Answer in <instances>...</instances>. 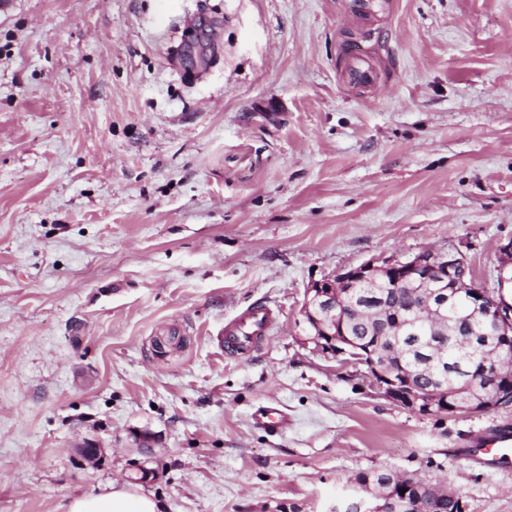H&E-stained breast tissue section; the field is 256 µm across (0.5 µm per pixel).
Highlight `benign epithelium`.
Segmentation results:
<instances>
[{
	"label": "benign epithelium",
	"instance_id": "7a95c632",
	"mask_svg": "<svg viewBox=\"0 0 512 512\" xmlns=\"http://www.w3.org/2000/svg\"><path fill=\"white\" fill-rule=\"evenodd\" d=\"M467 267L459 253L423 250L412 259L368 260L332 276L312 282L305 290L300 309L305 326L304 342L316 351L344 363L362 365L376 394L393 404L422 415H469L489 412L512 404V368L498 361L500 351L512 345V305H490L488 295L512 290V241L500 249L493 287L470 283L459 277ZM385 283L386 287L410 292L423 291L421 312L432 321H442L448 308L463 300L472 317L490 324L485 336H470L469 347L485 355L480 373L448 390L439 385L421 387L413 373L402 367L387 368L377 363L368 347H361L345 332V310L354 307V288L365 282ZM351 499L362 512H384L385 506L400 505L398 493L414 489L402 474L390 473L382 485L370 476H355Z\"/></svg>",
	"mask_w": 512,
	"mask_h": 512
}]
</instances>
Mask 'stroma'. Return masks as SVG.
I'll list each match as a JSON object with an SVG mask.
<instances>
[{
  "instance_id": "obj_1",
  "label": "stroma",
  "mask_w": 512,
  "mask_h": 512,
  "mask_svg": "<svg viewBox=\"0 0 512 512\" xmlns=\"http://www.w3.org/2000/svg\"><path fill=\"white\" fill-rule=\"evenodd\" d=\"M511 241L512 0H0V512L116 481L162 512H345L375 469L512 512V460L457 453L512 405L398 407L299 314L427 249L492 283ZM256 304L269 338L226 356ZM346 78L352 85L371 87L379 78V73L368 55L352 47L346 57ZM275 316L265 305L252 306L224 326V352L246 357L268 338Z\"/></svg>"
}]
</instances>
